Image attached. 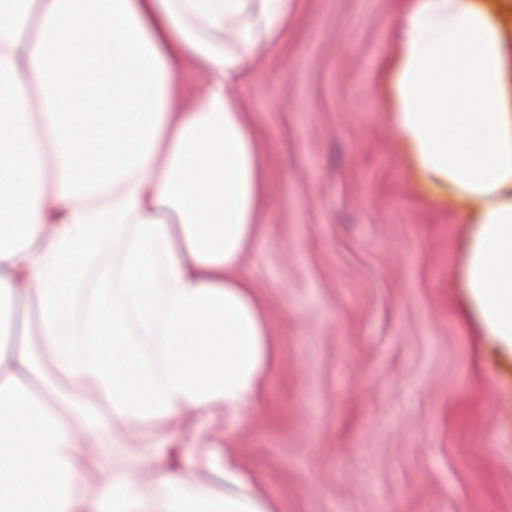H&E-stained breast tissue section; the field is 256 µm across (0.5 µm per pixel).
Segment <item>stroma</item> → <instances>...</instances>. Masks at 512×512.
<instances>
[{"label": "stroma", "instance_id": "1", "mask_svg": "<svg viewBox=\"0 0 512 512\" xmlns=\"http://www.w3.org/2000/svg\"><path fill=\"white\" fill-rule=\"evenodd\" d=\"M402 0H296L238 96L270 183L240 265L278 363L245 415L153 427L125 457L206 439L278 512H512V357L462 286L470 225L413 181L382 102Z\"/></svg>", "mask_w": 512, "mask_h": 512}]
</instances>
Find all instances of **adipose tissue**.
I'll list each match as a JSON object with an SVG mask.
<instances>
[{
    "mask_svg": "<svg viewBox=\"0 0 512 512\" xmlns=\"http://www.w3.org/2000/svg\"><path fill=\"white\" fill-rule=\"evenodd\" d=\"M295 2L0 0V335L34 300L66 382L33 387L29 347L0 348V512H277L211 451L90 483L122 432L244 415L273 368L238 269L268 171L236 97ZM186 64L209 74L187 109ZM383 83L419 186L473 227L463 286L512 353V0H405Z\"/></svg>",
    "mask_w": 512,
    "mask_h": 512,
    "instance_id": "adipose-tissue-1",
    "label": "adipose tissue"
}]
</instances>
